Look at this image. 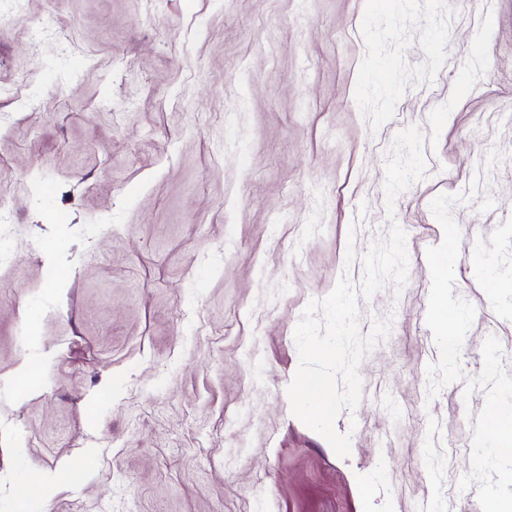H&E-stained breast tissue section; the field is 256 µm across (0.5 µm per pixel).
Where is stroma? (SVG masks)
<instances>
[{
  "mask_svg": "<svg viewBox=\"0 0 512 512\" xmlns=\"http://www.w3.org/2000/svg\"><path fill=\"white\" fill-rule=\"evenodd\" d=\"M0 14V512L512 503L481 431L512 407V0ZM411 126L426 173L390 209ZM394 222L408 280L358 300L362 335L391 329L335 421L342 458L291 412L294 329L341 274L361 285L348 244ZM452 225L457 259L434 267ZM440 297L460 314L455 360Z\"/></svg>",
  "mask_w": 512,
  "mask_h": 512,
  "instance_id": "35a3bbf8",
  "label": "stroma"
}]
</instances>
